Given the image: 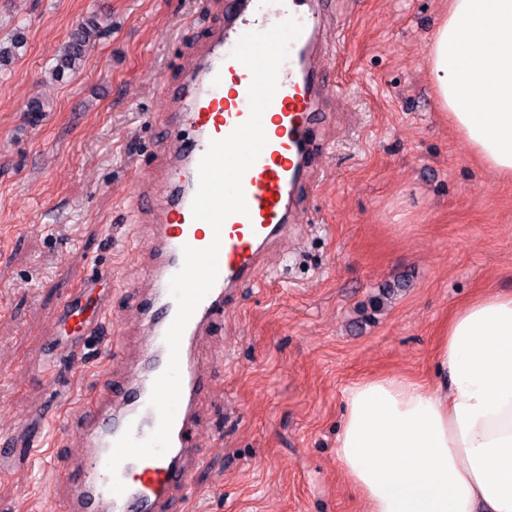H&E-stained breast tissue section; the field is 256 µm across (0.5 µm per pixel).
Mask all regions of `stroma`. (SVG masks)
Here are the masks:
<instances>
[{
  "mask_svg": "<svg viewBox=\"0 0 512 512\" xmlns=\"http://www.w3.org/2000/svg\"><path fill=\"white\" fill-rule=\"evenodd\" d=\"M223 2L0 0V38L23 37L0 70V406L16 423L77 413L72 367L98 353L77 324L100 298L112 296L126 346L141 334L132 301L143 240L114 245L108 230L125 223L134 169L163 136L148 121L164 109L159 85L178 78ZM440 9L360 0L336 28L345 56L328 73L341 91L334 124L316 134L302 230L230 301L236 332L202 346L216 385L198 414L197 512H360L336 458L348 388L383 374L435 381L448 316L478 293L512 292V180L477 163L427 79ZM94 15L108 33L82 70L47 79L71 30ZM95 263L111 265V279L55 320ZM51 357L48 390L35 375ZM67 450L0 479V512H55Z\"/></svg>",
  "mask_w": 512,
  "mask_h": 512,
  "instance_id": "stroma-1",
  "label": "stroma"
}]
</instances>
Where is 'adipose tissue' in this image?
<instances>
[{"label": "adipose tissue", "mask_w": 512, "mask_h": 512, "mask_svg": "<svg viewBox=\"0 0 512 512\" xmlns=\"http://www.w3.org/2000/svg\"><path fill=\"white\" fill-rule=\"evenodd\" d=\"M427 72L454 133L511 179L512 0H445ZM435 372L349 388L336 456L362 512H512V292L449 317Z\"/></svg>", "instance_id": "obj_1"}]
</instances>
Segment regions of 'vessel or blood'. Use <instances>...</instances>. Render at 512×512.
Listing matches in <instances>:
<instances>
[{"label":"vessel or blood","mask_w":512,"mask_h":512,"mask_svg":"<svg viewBox=\"0 0 512 512\" xmlns=\"http://www.w3.org/2000/svg\"><path fill=\"white\" fill-rule=\"evenodd\" d=\"M334 0H224L223 19L212 28L197 54L184 67L180 81L162 85L168 103L159 122L165 143L152 149V159L168 182V192L153 202L148 168L138 167L141 180L133 200L136 223L143 236L145 278L136 310L145 325L138 352L127 375L112 370L120 346L107 340L112 332L111 311L99 308L82 332L102 337L94 361L97 391L72 418L79 438L71 443L66 464L67 493L60 512H184L193 471L202 467L201 440L196 433L198 401L214 377L198 355V343L214 326L235 331L226 309L238 288L257 283L273 243L287 237L296 221L310 183L314 134L329 118L325 101L334 86L326 78V60L336 55L333 29L338 19ZM297 19L302 32L289 46L278 77V90L262 116L267 144L246 171L242 185L247 214L226 218L220 231L194 219L192 202L198 188V165L210 141L226 138L250 116L248 90L252 73L233 58L239 38ZM220 238L217 280L199 304L183 332L180 345L181 397L168 451L160 457L123 462L110 475L107 461L125 430L146 439L158 425L150 404L154 380L169 357L165 334L176 314L170 280L183 266V246L202 249ZM59 429L57 417L37 414L30 420L24 456L10 442L0 443V476L28 467L43 456ZM125 486L111 489L113 479Z\"/></svg>","instance_id":"b4317fda"}]
</instances>
